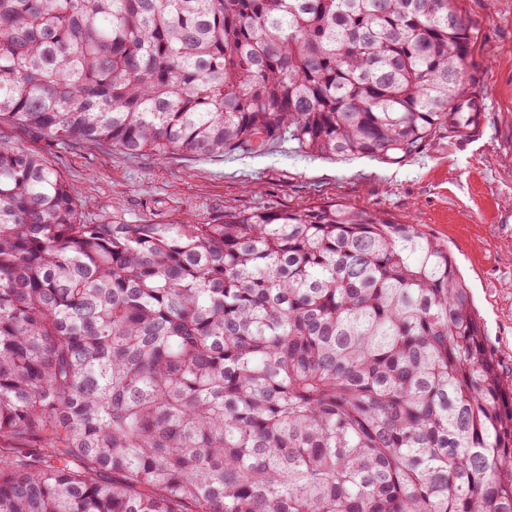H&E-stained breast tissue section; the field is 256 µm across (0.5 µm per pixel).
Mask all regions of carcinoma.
<instances>
[{"label": "carcinoma", "mask_w": 512, "mask_h": 512, "mask_svg": "<svg viewBox=\"0 0 512 512\" xmlns=\"http://www.w3.org/2000/svg\"><path fill=\"white\" fill-rule=\"evenodd\" d=\"M473 41L456 0H0V125L395 161ZM0 512H512V372L415 224L87 222L0 146Z\"/></svg>", "instance_id": "carcinoma-1"}]
</instances>
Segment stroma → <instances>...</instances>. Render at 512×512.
I'll list each match as a JSON object with an SVG mask.
<instances>
[{
    "label": "stroma",
    "instance_id": "35a3bbf8",
    "mask_svg": "<svg viewBox=\"0 0 512 512\" xmlns=\"http://www.w3.org/2000/svg\"><path fill=\"white\" fill-rule=\"evenodd\" d=\"M457 6L477 33L464 73L487 104L476 140L444 130L396 163L303 157L284 141L251 155L128 156L10 125H0V145L40 156L77 186L87 221L215 224L228 212L336 200L420 225L453 254L489 344L512 368V0Z\"/></svg>",
    "mask_w": 512,
    "mask_h": 512
}]
</instances>
